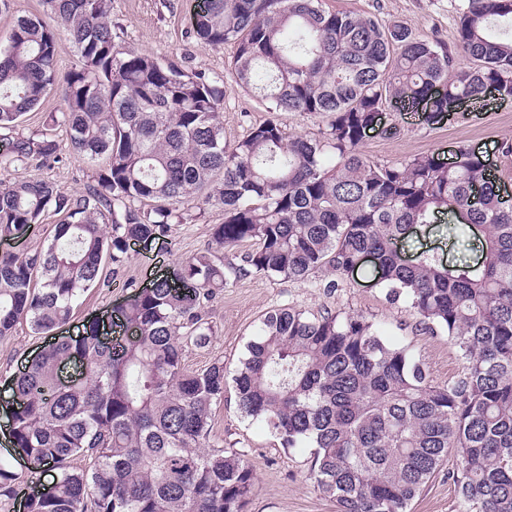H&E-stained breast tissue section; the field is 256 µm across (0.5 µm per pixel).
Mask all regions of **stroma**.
Listing matches in <instances>:
<instances>
[{"label": "stroma", "mask_w": 512, "mask_h": 512, "mask_svg": "<svg viewBox=\"0 0 512 512\" xmlns=\"http://www.w3.org/2000/svg\"><path fill=\"white\" fill-rule=\"evenodd\" d=\"M200 0H114L112 34L116 43L152 53L178 63L185 71L224 81V140L234 144L250 128L276 119L289 136L316 134L328 119L319 114L270 113L266 104L243 91L234 81L231 61L233 45L209 46L190 33L191 19ZM457 0H325L327 9L353 11L377 16L384 22L402 21L422 35L437 36L444 42L455 38ZM57 92L46 94L40 105L25 114L16 131L0 133V168L12 179L29 177L30 172L11 162L12 134L40 137L51 134L59 145L58 162L40 174L62 189L79 194L91 183L97 162L75 153L66 126L57 115ZM386 125H397L396 134L377 127L366 132L363 152L379 161L398 160L421 153H435L452 160L460 146H470L497 157L498 147L512 140V102H490L463 108L440 124L427 126L414 114L387 113ZM221 206L191 209L183 224L173 225L170 235L131 245L123 266H105L104 278L81 297L74 316L66 326L67 335H79L86 321L106 315L124 299L149 286L158 276L172 274L181 261L207 248L214 225L222 223ZM292 306L318 313L361 314L375 322L383 334L408 344L428 363L434 377L445 381L461 368V362L447 337L431 336L415 329V318L407 302L390 300L385 288L376 285L371 265L340 281L335 291L265 276L241 280L217 296L209 308L214 334L208 348L188 349L185 365L190 370L223 360L234 371L247 341L255 332L261 315L274 306ZM46 337L34 334L28 321H20L10 336L0 338V382L18 373L46 344ZM213 428L207 441L211 448L242 451L253 463L258 481L246 512H336V503L322 494L310 477L312 451L284 448L262 422L243 417L233 391H226L213 407ZM456 488L446 469H439L410 512H459Z\"/></svg>", "instance_id": "35a3bbf8"}]
</instances>
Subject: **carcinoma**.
<instances>
[{"instance_id":"carcinoma-1","label":"carcinoma","mask_w":512,"mask_h":512,"mask_svg":"<svg viewBox=\"0 0 512 512\" xmlns=\"http://www.w3.org/2000/svg\"><path fill=\"white\" fill-rule=\"evenodd\" d=\"M44 4L78 64L59 73L55 29L17 18L0 45V130L56 88L73 150L102 166L78 196L40 177L0 179V237L50 208L64 214L43 248L0 256V338L22 318L36 335L66 325L106 262L166 236L185 207L215 200L224 222L175 277L126 300L121 329L132 339L106 344L92 321L10 380L13 447L60 470L53 487L28 493L25 512H245L253 464L203 450L230 382L243 416L285 448H315L311 477L338 512H408L451 450L461 512H512V202L467 146L450 165L361 150L384 110L423 105L434 126L492 90L511 101L512 0H458L451 46L323 0H201L192 34L234 45L241 89L274 112L329 117L319 134L295 137L270 119L230 149L224 82L115 43L112 0ZM11 153L34 169L58 160L46 136H17ZM438 214L480 228V260H402L397 243ZM249 240L255 249L224 258ZM365 254L389 298L406 299L421 330L448 337L457 376L436 380L363 315L284 305L261 315L233 376L221 359L186 368V348L213 336L207 307L224 289L257 274L333 289ZM80 457L88 465H70Z\"/></svg>"}]
</instances>
